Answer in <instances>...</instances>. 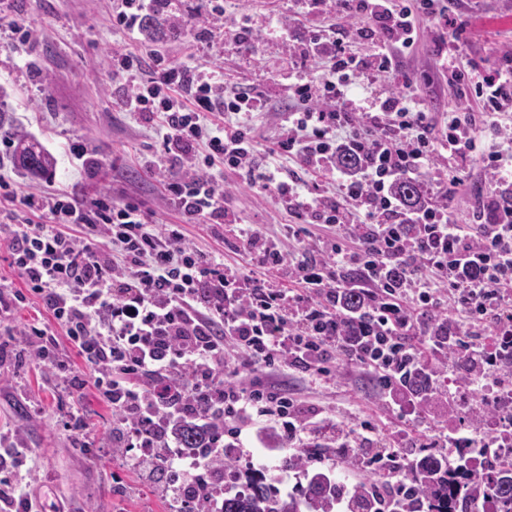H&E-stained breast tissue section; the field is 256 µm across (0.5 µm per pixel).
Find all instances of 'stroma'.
<instances>
[{
  "instance_id": "35a3bbf8",
  "label": "stroma",
  "mask_w": 512,
  "mask_h": 512,
  "mask_svg": "<svg viewBox=\"0 0 512 512\" xmlns=\"http://www.w3.org/2000/svg\"><path fill=\"white\" fill-rule=\"evenodd\" d=\"M111 10L109 0H10L0 16V89L6 93L10 125L17 136L36 138L57 157L52 182L75 197L107 192L117 199L138 198L155 211L159 223L182 224L188 242L235 261L223 235L206 224L183 223L181 216L164 207L161 184L143 164L160 151L161 137L117 105L121 80L109 66L112 50L154 49L171 62L215 63L221 66L226 85H250L279 105L283 91L271 75L285 57L275 30L277 20L291 19L293 37L304 42L313 29H327L337 18L308 11L300 0H224L226 22L245 20L250 26L248 44L239 46L217 33L174 40L156 30L150 38L137 40L113 29ZM458 13L466 28L460 52L466 70L477 73L505 65V55L512 51V0H481L477 5L461 0ZM14 21L33 29V43L13 44L8 27ZM421 29L422 40L407 62V72L420 86L429 111L460 110L454 88L426 84L438 64L429 23H422ZM75 136L86 147L79 160L67 151ZM214 175L245 223L265 224L278 235L287 234L295 219L274 197L254 193L222 168H215ZM44 315L36 299L12 312L8 323L14 334L0 354V433L14 436L32 451L26 464L36 470L33 503L40 512H166V497L141 481L130 455L113 452L111 405L92 387L76 389L83 364L68 341L60 340L57 353L72 365L71 386L57 385L45 367L21 357L23 328ZM302 398L349 426L371 420L386 444L402 432L416 442L432 441L442 425L437 410L424 419L388 411L373 399L369 384L355 380L344 367L325 385L306 389ZM70 412L80 414L91 427L87 448L76 446L65 428ZM227 454L242 469L264 465L276 490L296 491L299 476H283L277 468L285 454L277 444L265 442L248 451L231 448Z\"/></svg>"
}]
</instances>
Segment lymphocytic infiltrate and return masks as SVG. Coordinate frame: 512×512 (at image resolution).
<instances>
[{
	"instance_id": "obj_1",
	"label": "lymphocytic infiltrate",
	"mask_w": 512,
	"mask_h": 512,
	"mask_svg": "<svg viewBox=\"0 0 512 512\" xmlns=\"http://www.w3.org/2000/svg\"><path fill=\"white\" fill-rule=\"evenodd\" d=\"M338 14L363 25L314 31L302 50L319 71L288 83L281 154L301 174L280 180L253 133L269 100L250 86L228 87L221 70L165 61L159 53L123 49L112 71L130 83L120 107L162 134L167 162L164 201L183 223L233 224L231 266L186 242L183 224L155 225L133 200L100 194L82 201L64 189L17 194L0 176V198L14 221L7 242L24 290L0 289V316L38 296L50 318L27 334L36 358L58 375L52 356L63 330L112 405L123 429L119 450L139 449L134 465L145 480L177 471L172 499L197 483L198 459L184 456L171 425L190 419L223 425L207 457L224 460L225 438L243 430L274 429L281 447H303L326 426L304 414L286 375L320 384L337 365L367 374L374 397L388 410L442 411L434 447L466 449L454 467H472L503 446L512 422L498 423L484 398L489 379L512 363V130L500 117L512 108V65L472 75L458 55H446L444 35L461 42L448 0H335ZM160 0H118L115 29L134 32L157 15ZM435 26L439 67L455 88H467L478 111L452 112L438 122L412 84L405 61L420 37V22ZM373 43L372 54L350 51ZM153 68H145L146 60ZM401 79L400 89L370 107L348 102L361 76ZM223 123L212 120L214 113ZM450 161L447 178L433 174ZM480 162L500 189L490 221L456 217L461 173ZM222 166L254 190L275 192L282 207L313 227L323 246L312 250L299 233L280 238L263 224L242 223L224 204L212 174ZM423 185L427 197L409 205L400 187ZM282 272L285 290L262 278ZM462 316L448 321L443 303ZM424 329L422 349L410 338ZM463 367L455 388L448 369ZM264 369L272 382L243 386V373Z\"/></svg>"
}]
</instances>
